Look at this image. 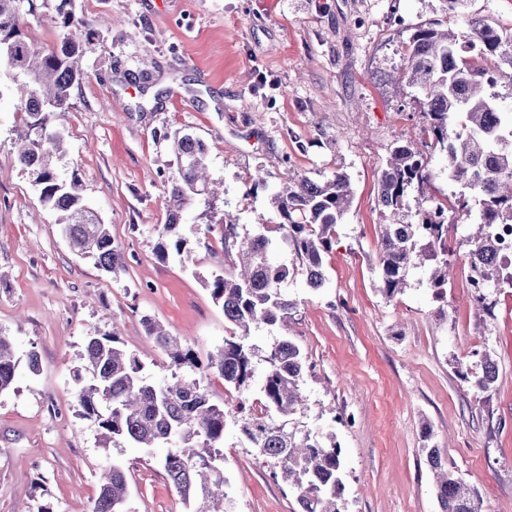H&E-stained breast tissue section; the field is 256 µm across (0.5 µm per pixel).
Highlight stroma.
<instances>
[{"label": "stroma", "mask_w": 512, "mask_h": 512, "mask_svg": "<svg viewBox=\"0 0 512 512\" xmlns=\"http://www.w3.org/2000/svg\"><path fill=\"white\" fill-rule=\"evenodd\" d=\"M54 8L53 0L20 7L21 31L37 49L63 35L50 21ZM71 10L85 19L90 47L69 107L55 116L66 148L57 167L79 181L124 263L106 272L78 257L41 202L16 158L25 124L14 105L26 79L1 65L0 334L18 354L37 349L41 366L20 370L0 393V512H90L99 474L114 462L128 473L130 512H184L162 449L120 438L102 445L81 416L74 375L84 338L116 334L156 379L168 359L147 334L150 320L206 359L234 331L204 285L235 271L223 225L255 234L259 223H278L271 194L286 174L320 183L337 172L353 198L324 258V287L308 288L290 249L274 254L297 302L288 333L309 364L295 427L335 434L347 512H439L426 425L479 491L482 512H512V288L489 290L494 315L480 321L458 230L470 218L458 210L448 215L455 264L443 297L413 269L386 300L375 268L387 221L379 180L396 146L429 159L432 177L412 199L429 205L452 192L445 160L419 136L427 117L405 77L413 34L431 26L463 35L471 19L510 32L512 0H468L459 17L446 0H72ZM176 131L204 141L222 192L193 200L185 252L163 257ZM257 175L262 184L247 191ZM485 356L498 377L480 390L461 373ZM266 470L227 421L234 512H298Z\"/></svg>", "instance_id": "obj_1"}]
</instances>
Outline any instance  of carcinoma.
Segmentation results:
<instances>
[{
  "label": "carcinoma",
  "mask_w": 512,
  "mask_h": 512,
  "mask_svg": "<svg viewBox=\"0 0 512 512\" xmlns=\"http://www.w3.org/2000/svg\"><path fill=\"white\" fill-rule=\"evenodd\" d=\"M0 0V59L27 77L25 98L18 111L27 115L19 139V164L35 175L41 201L58 212V223L70 246L92 257L104 271L123 264V253L108 225L89 211L76 180L60 179L55 159L63 153V135L53 125L55 112L65 108L74 85L82 80L80 59L85 47L66 34L53 47L38 51L20 29V3ZM70 0H58L54 22L66 30L76 24L67 9ZM512 60V34H502L482 20L473 21L466 40L453 32L421 27L412 37L406 75L417 88L428 117L422 137L443 155L448 182L456 191L452 203L466 215L476 213L477 232L467 236L465 255L470 279L485 288H512V271L494 256V224H512V104L494 91L504 77L498 60ZM177 169L168 180V221L162 226L159 252L184 250L183 212L195 195H208L205 143L179 131L173 134ZM430 177L429 162L407 145L394 148L380 176V205L389 211L378 240V291L390 300L403 292L408 273L421 268L427 283L441 296L448 285V224L437 202L418 210L420 222L405 221L409 191ZM280 222L263 224L261 231L238 243L240 274L217 276L209 284L224 320L241 330L224 338V346L201 363L192 350L159 324L147 331L170 358V376L154 382L141 374L138 358L117 345V337L95 333L85 338L82 371L84 385L77 391L83 416L136 448H164L161 465L190 512H233V500L224 479V425L232 416L245 441L259 456L273 462L277 481L296 494L299 512H342L345 508V470L341 447L334 434H298L289 417L302 405L301 387L308 366L298 345L288 337L277 339L265 352L250 343L253 325L282 328L292 318L296 302L283 291L286 267L275 265L269 254L277 245L291 248L312 289L325 285L324 257L332 250L336 226L352 201L347 175L338 172L317 183L309 178H285L271 198ZM39 371L40 357L30 350L21 359L10 339L0 335V393L14 384L20 363ZM224 379V387L243 394L259 384L260 398L233 409L211 400L205 385L209 375ZM478 389L496 380L489 357L465 375ZM434 478L440 512H481L478 492L457 476L448 463V451L436 445L423 449ZM128 477L119 464L104 471L91 512H113L127 503Z\"/></svg>",
  "instance_id": "1"
}]
</instances>
